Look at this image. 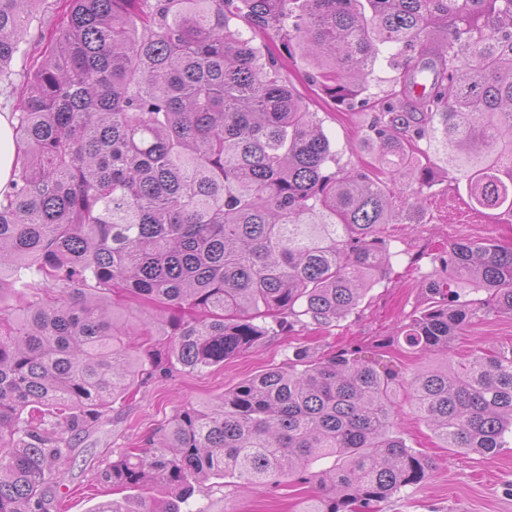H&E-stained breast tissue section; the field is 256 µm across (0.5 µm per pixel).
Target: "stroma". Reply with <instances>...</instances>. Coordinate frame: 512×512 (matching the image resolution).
<instances>
[{"mask_svg":"<svg viewBox=\"0 0 512 512\" xmlns=\"http://www.w3.org/2000/svg\"><path fill=\"white\" fill-rule=\"evenodd\" d=\"M56 2L43 0L27 42L11 64L10 81H0V113L15 111L21 100L29 66L44 49L40 31L60 23L62 14ZM306 70L305 61L294 56L286 59L283 76L322 120L338 151L339 167L372 161V154L361 147V138L373 120V111L360 107L348 110L324 99L318 87L304 80ZM430 165L435 182L426 193L423 212H410L404 197H397L400 214L397 223L389 227L392 258L354 313L329 327L311 325L266 338L220 366L194 372L173 368L119 397L107 419L77 446L75 460L58 490L65 512H95L103 502L128 497V490L113 491L100 480L101 469L125 449L146 447L179 409L212 402L241 381L283 364L296 348L304 347L317 355L359 348L378 354L407 378L431 365V358L418 357L399 344L396 331L426 305L423 286L440 273L437 256L459 241L491 240L510 247L512 224L472 209L463 185L456 182L447 166L436 159ZM492 344H512V316L476 321L457 338L454 351L464 357ZM397 402L401 408L399 434L409 447L429 458L434 472L426 482L391 497L383 512H512V442L493 456L443 447L431 428L410 410L408 389L399 391ZM314 492L309 484L284 483L240 493L214 479L204 484L189 506L194 512L199 507L208 512H302L305 500Z\"/></svg>","mask_w":512,"mask_h":512,"instance_id":"stroma-1","label":"stroma"}]
</instances>
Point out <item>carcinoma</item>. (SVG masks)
Here are the masks:
<instances>
[{
	"label": "carcinoma",
	"mask_w": 512,
	"mask_h": 512,
	"mask_svg": "<svg viewBox=\"0 0 512 512\" xmlns=\"http://www.w3.org/2000/svg\"><path fill=\"white\" fill-rule=\"evenodd\" d=\"M39 2L0 0L1 80ZM42 40L0 198V512H52L77 441L163 366L203 370L356 309L389 262L395 194L423 208L429 154L475 210L512 224V0H69ZM294 45L348 108L368 105L393 49L362 138L377 166L336 168L318 113L283 80ZM440 265L399 332L423 354L512 316L511 246L453 243ZM399 385L358 350L298 349L100 474L167 496L96 512H182L210 477L312 483L303 512H381L432 471L396 430ZM409 385L444 447H506L512 345Z\"/></svg>",
	"instance_id": "carcinoma-1"
}]
</instances>
